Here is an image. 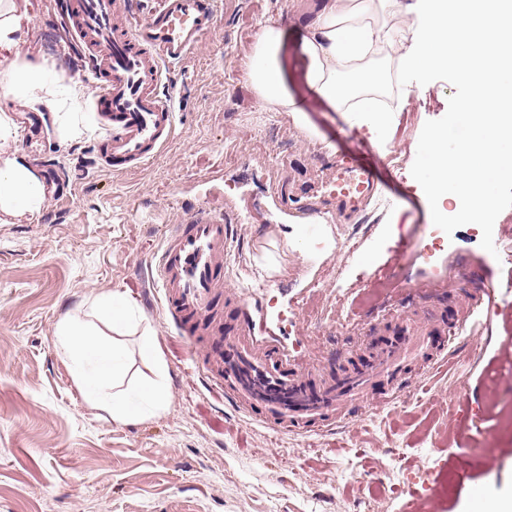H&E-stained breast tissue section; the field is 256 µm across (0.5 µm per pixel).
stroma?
Segmentation results:
<instances>
[{
  "label": "stroma",
  "instance_id": "obj_1",
  "mask_svg": "<svg viewBox=\"0 0 512 512\" xmlns=\"http://www.w3.org/2000/svg\"><path fill=\"white\" fill-rule=\"evenodd\" d=\"M318 2L217 0L215 32L171 73L177 135L137 172L101 162L105 129L67 148L41 125L25 156L67 194L32 223H0V512H512V179L493 226L454 225L421 259L435 222L417 149L460 112L458 75L390 73L385 130L352 128L306 82L302 25ZM268 19L285 31L301 126L262 111L243 82V52ZM29 48L89 82L56 0H32ZM340 157L370 165L386 190L348 216L295 209L304 175L324 180ZM198 211L236 225L229 258L253 317L322 370L365 347L371 325L389 336L387 311L406 304L470 305L466 329L415 393L316 433L270 428L212 386L208 341L186 336L154 283L173 225ZM91 288L130 291L153 320L161 416L112 422L57 356L54 326ZM461 445L474 466L460 467Z\"/></svg>",
  "mask_w": 512,
  "mask_h": 512
}]
</instances>
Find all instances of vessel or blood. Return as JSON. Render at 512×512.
Returning <instances> with one entry per match:
<instances>
[{"mask_svg": "<svg viewBox=\"0 0 512 512\" xmlns=\"http://www.w3.org/2000/svg\"><path fill=\"white\" fill-rule=\"evenodd\" d=\"M78 38L93 63V98L107 135L99 154L116 171H130L154 159L176 133L171 94L161 93L172 68L197 49L217 26L216 0H156L148 17L136 16L128 0H66ZM329 183L328 201L352 211L380 193L372 171L359 164H340ZM234 229L203 212L175 225L157 259V282L174 320L194 319L211 335L228 333L213 343L224 395L239 409L260 414L277 428L311 432L353 417L378 383L385 397H398L415 386L416 366L434 365L450 349L466 324L465 317L447 322L401 312L395 317L397 341L360 372L321 386L307 385L309 361L280 350L263 335V323L247 312L245 299L225 288L230 277L228 245ZM224 303L229 325L214 318Z\"/></svg>", "mask_w": 512, "mask_h": 512, "instance_id": "vessel-or-blood-1", "label": "vessel or blood"}]
</instances>
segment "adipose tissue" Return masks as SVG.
<instances>
[{
    "label": "adipose tissue",
    "instance_id": "adipose-tissue-1",
    "mask_svg": "<svg viewBox=\"0 0 512 512\" xmlns=\"http://www.w3.org/2000/svg\"><path fill=\"white\" fill-rule=\"evenodd\" d=\"M415 22L404 23L402 0H321L305 20L302 49L308 60L306 81L328 106L351 116L356 129L383 130L385 117L375 94L386 83V63L417 80L453 67L467 98L461 118L470 135L462 152L449 151L447 135H428V176L424 191L439 223L489 224L495 199L491 181L512 178V117H504L512 95L489 99L487 86L497 77L512 78V0H477L471 10H449L448 0H417ZM28 0H0V83L13 102L36 110L51 106L54 134L66 146L93 135L89 117L75 105L85 93L77 80L60 79L53 66L31 59ZM284 30L260 24L243 56L244 80L261 107L285 112L303 124L304 109L289 93L279 63ZM19 128L0 113V223L33 221L46 204L47 186L16 148ZM112 340H105V332ZM135 334L151 362L152 376L127 378L120 337ZM54 347L73 374L82 395L118 423L147 420L168 404L166 368L157 329L130 295L120 289H89L78 308L61 316Z\"/></svg>",
    "mask_w": 512,
    "mask_h": 512
}]
</instances>
